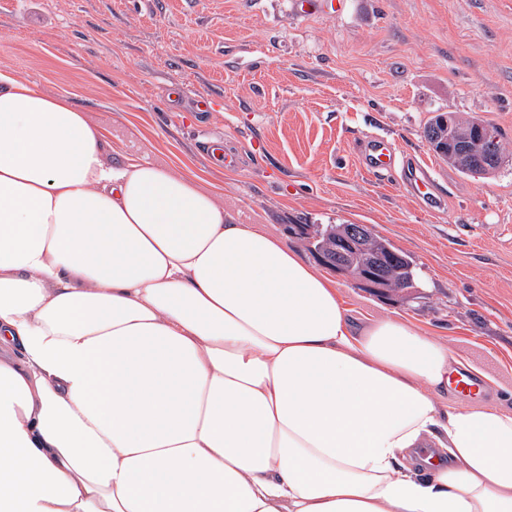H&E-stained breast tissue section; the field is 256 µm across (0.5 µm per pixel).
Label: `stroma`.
<instances>
[{
    "mask_svg": "<svg viewBox=\"0 0 512 512\" xmlns=\"http://www.w3.org/2000/svg\"><path fill=\"white\" fill-rule=\"evenodd\" d=\"M0 71L68 94L109 143L198 176L243 221L310 258L300 224H365L414 261L382 294L333 273L356 320L397 315L497 383L512 408V0H0ZM213 109L197 111L200 98ZM452 112L496 127L499 168L467 176L424 139ZM381 136L428 165L437 203L370 173Z\"/></svg>",
    "mask_w": 512,
    "mask_h": 512,
    "instance_id": "1",
    "label": "stroma"
}]
</instances>
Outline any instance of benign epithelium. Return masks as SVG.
Wrapping results in <instances>:
<instances>
[{
    "mask_svg": "<svg viewBox=\"0 0 512 512\" xmlns=\"http://www.w3.org/2000/svg\"><path fill=\"white\" fill-rule=\"evenodd\" d=\"M491 136V130L479 120L472 121L466 129L460 130L448 115L440 118V125L434 124L426 132V140L431 148H436L448 158L462 163L464 169L476 175L489 174L497 162V156L482 150V146L491 140ZM372 235V229L365 224H346L342 234L346 250L321 253L319 259L324 265L347 276L353 283L372 288L377 266L374 265L363 273L350 262L349 256L351 252L365 251L366 240Z\"/></svg>",
    "mask_w": 512,
    "mask_h": 512,
    "instance_id": "7a95c632",
    "label": "benign epithelium"
}]
</instances>
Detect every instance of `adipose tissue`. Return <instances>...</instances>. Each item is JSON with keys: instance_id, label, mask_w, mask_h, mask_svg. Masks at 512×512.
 I'll return each instance as SVG.
<instances>
[{"instance_id": "ef3b65f1", "label": "adipose tissue", "mask_w": 512, "mask_h": 512, "mask_svg": "<svg viewBox=\"0 0 512 512\" xmlns=\"http://www.w3.org/2000/svg\"><path fill=\"white\" fill-rule=\"evenodd\" d=\"M465 363L0 71V512H512ZM448 387L457 396L466 400H477L482 396L478 383L466 372H459L455 376H452Z\"/></svg>"}]
</instances>
